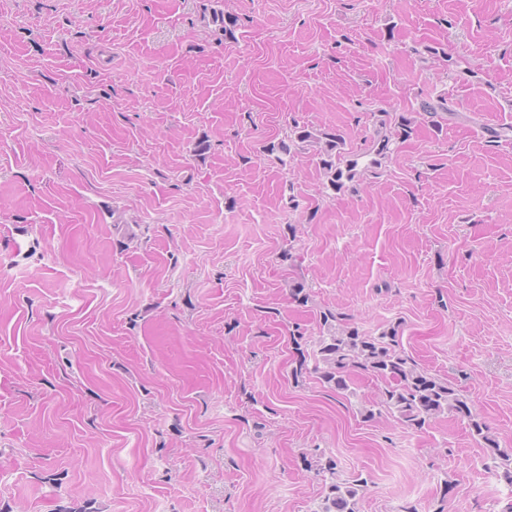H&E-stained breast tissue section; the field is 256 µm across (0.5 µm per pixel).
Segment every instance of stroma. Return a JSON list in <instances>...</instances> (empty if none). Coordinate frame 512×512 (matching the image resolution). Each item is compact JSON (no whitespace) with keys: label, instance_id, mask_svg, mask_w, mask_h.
Masks as SVG:
<instances>
[{"label":"stroma","instance_id":"1","mask_svg":"<svg viewBox=\"0 0 512 512\" xmlns=\"http://www.w3.org/2000/svg\"><path fill=\"white\" fill-rule=\"evenodd\" d=\"M508 126L512 0H0V512H313L317 451L358 512H507L466 421H364L290 335L397 327L511 453ZM326 138V145L323 149L324 155L329 159H321L322 166L327 168L332 173V178L330 179V185L333 189L339 190L342 187V183L340 182L343 177V170L336 165V161L333 160V152H335V156H337V160L340 161L341 152L338 151L336 154V150L341 149L340 145H343V140L339 135H329L324 134ZM334 170V171H333Z\"/></svg>","mask_w":512,"mask_h":512}]
</instances>
